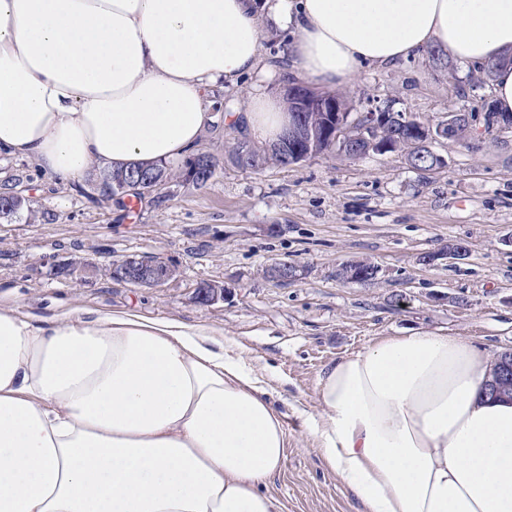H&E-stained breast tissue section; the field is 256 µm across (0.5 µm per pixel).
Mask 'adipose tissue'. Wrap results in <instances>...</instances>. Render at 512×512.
I'll list each match as a JSON object with an SVG mask.
<instances>
[{
  "mask_svg": "<svg viewBox=\"0 0 512 512\" xmlns=\"http://www.w3.org/2000/svg\"><path fill=\"white\" fill-rule=\"evenodd\" d=\"M268 23L316 87L436 47L495 64L512 116V0H0V154L65 181L180 159L210 85L268 72ZM248 121L272 141L288 111L256 94ZM491 370L458 336H385L325 367L302 422L364 512H512V402L484 396ZM288 446L262 370L207 330L0 305V512H285L265 484Z\"/></svg>",
  "mask_w": 512,
  "mask_h": 512,
  "instance_id": "1",
  "label": "adipose tissue"
}]
</instances>
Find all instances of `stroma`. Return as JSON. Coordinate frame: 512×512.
I'll list each match as a JSON object with an SVG mask.
<instances>
[{"label": "stroma", "instance_id": "stroma-1", "mask_svg": "<svg viewBox=\"0 0 512 512\" xmlns=\"http://www.w3.org/2000/svg\"><path fill=\"white\" fill-rule=\"evenodd\" d=\"M286 33L261 41L273 77L258 73L217 82L205 93L212 121L197 145L217 163L203 186L174 182L160 200L123 205L96 198L98 170L65 182L29 158L0 155V183L16 180L27 209L0 218V301L23 317L49 322L62 308L132 310L149 319L214 330L230 351L272 370L271 401L284 415L290 448L266 488L285 512H363L326 465L298 410L318 412L324 367L382 336L413 331L468 339L498 356L512 351V132L439 139L445 160L412 169L403 153L349 159L335 152L262 171L238 167L234 131L254 90L279 95L288 85ZM354 95L393 99L396 109L437 124L448 111L481 109L492 86L462 65L438 70L422 55L363 70ZM451 241L464 257L425 263ZM130 255H159L176 279L139 288L108 268ZM285 261L296 279H268ZM368 262L374 280L345 282L339 269ZM223 284L224 299L197 302V283Z\"/></svg>", "mask_w": 512, "mask_h": 512}]
</instances>
